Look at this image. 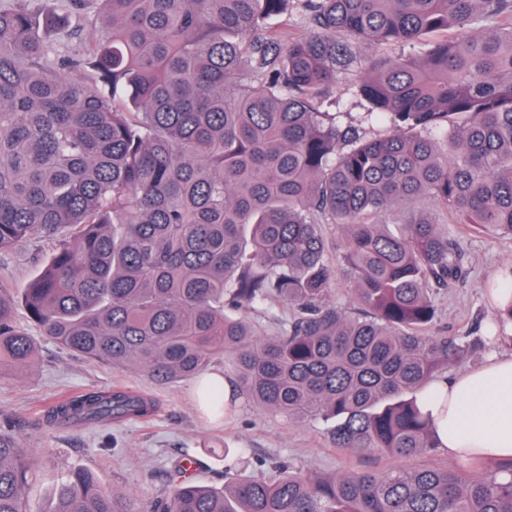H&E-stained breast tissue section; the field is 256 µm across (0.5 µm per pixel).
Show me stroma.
Wrapping results in <instances>:
<instances>
[{"label":"stroma","instance_id":"1","mask_svg":"<svg viewBox=\"0 0 512 512\" xmlns=\"http://www.w3.org/2000/svg\"><path fill=\"white\" fill-rule=\"evenodd\" d=\"M375 46H363L358 63L336 75L330 97L341 104V122H362L363 106L355 87L363 73V60L375 55ZM366 138H383L392 128L382 122H362ZM424 218L437 224L449 222L446 210L426 197L395 206L374 216L377 224H405ZM454 232L466 237L472 259L467 281L434 295L435 329L451 338L467 337L473 350L457 357L448 376L481 366L492 349L489 329L495 309L488 299L487 286L501 268L512 263V240L493 238L469 231L463 224ZM52 241L39 237L0 252V278L14 298L43 269L52 253ZM14 321L35 343L29 366L19 368L0 363V430L18 437L36 466V480L29 492L37 512H47L66 471L80 468L90 472L100 485L145 512L146 508L175 485L174 475L191 465L198 484L223 488L227 466L249 476L271 473L285 463L304 473H334L362 469L448 468L470 477L493 471L496 460L462 463L443 451H435L401 461L369 452H348L335 448L325 424L319 421L296 423L238 400L231 414L215 418L204 412L197 399L195 379L183 378L158 384L132 367L115 368L93 364L41 336L24 310L17 308ZM126 387L150 396L158 405L147 420L118 424L90 423L48 428L44 411L59 398L86 389Z\"/></svg>","mask_w":512,"mask_h":512}]
</instances>
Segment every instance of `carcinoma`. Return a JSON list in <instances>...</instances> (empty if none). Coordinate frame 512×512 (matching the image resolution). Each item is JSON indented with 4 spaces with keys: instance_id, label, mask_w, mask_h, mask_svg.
I'll list each match as a JSON object with an SVG mask.
<instances>
[{
    "instance_id": "obj_1",
    "label": "carcinoma",
    "mask_w": 512,
    "mask_h": 512,
    "mask_svg": "<svg viewBox=\"0 0 512 512\" xmlns=\"http://www.w3.org/2000/svg\"><path fill=\"white\" fill-rule=\"evenodd\" d=\"M297 2L311 33L270 20ZM12 0L0 8V251L57 241L26 288L41 333L154 381L231 355L237 396L320 420L338 448L404 459L438 447L416 394L474 347L433 334L432 296L470 274L441 224H368L420 196L512 238V0ZM99 36L62 52L51 34ZM365 44L366 117L342 126L325 88ZM81 71L77 79L73 71ZM340 226L339 247L320 216ZM344 279L354 311L333 298ZM293 316L260 337L243 317ZM0 282V359L33 357ZM202 403L230 414L222 384ZM135 391L86 390L43 422L149 417ZM182 479L144 512H512V461L485 478L425 468ZM27 451L0 432V512H35ZM49 512H129L70 470Z\"/></svg>"
}]
</instances>
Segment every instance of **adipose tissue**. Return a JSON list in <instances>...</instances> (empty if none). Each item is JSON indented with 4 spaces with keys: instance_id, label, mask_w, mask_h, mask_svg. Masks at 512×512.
<instances>
[{
    "instance_id": "ef3b65f1",
    "label": "adipose tissue",
    "mask_w": 512,
    "mask_h": 512,
    "mask_svg": "<svg viewBox=\"0 0 512 512\" xmlns=\"http://www.w3.org/2000/svg\"><path fill=\"white\" fill-rule=\"evenodd\" d=\"M507 333H494L480 368L432 383L437 399L424 403L441 450L456 460L512 459V354L499 353Z\"/></svg>"
}]
</instances>
